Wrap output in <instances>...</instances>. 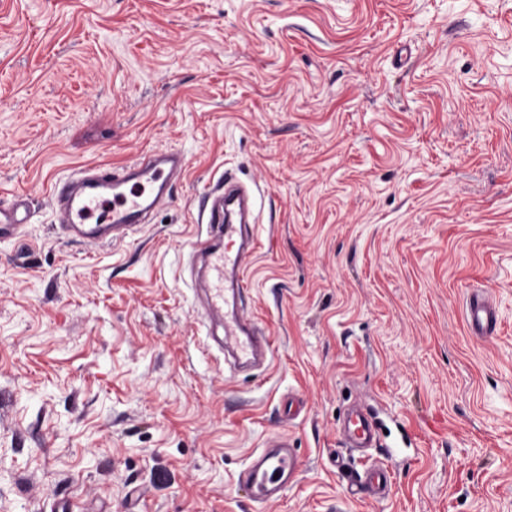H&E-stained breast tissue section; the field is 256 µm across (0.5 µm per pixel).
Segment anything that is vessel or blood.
<instances>
[{"instance_id": "b4317fda", "label": "vessel or blood", "mask_w": 512, "mask_h": 512, "mask_svg": "<svg viewBox=\"0 0 512 512\" xmlns=\"http://www.w3.org/2000/svg\"><path fill=\"white\" fill-rule=\"evenodd\" d=\"M185 169L186 160L178 151L146 155L117 174L108 166L87 165L55 182L50 198L60 214L65 235L108 243L144 223L147 215L162 203L163 191L144 195L140 189L142 182L163 184L182 175ZM15 205L7 221L0 223V240L19 237L29 222L24 195L16 196ZM253 206V196L247 187L233 177H225L222 193L204 196L211 223L224 229V242H199L198 251L212 272L206 303L210 315L221 319L224 325L220 346L231 348L240 365L259 371L272 353L273 338L255 319L239 312L236 299L244 286L248 260L259 244L256 228L250 223ZM466 322L473 335L489 338L496 334V312L479 294L470 297ZM342 436L347 447L362 454L380 445L376 419L360 407L344 418ZM299 471L297 452L287 434L281 433L248 456L240 480L253 501L268 504L282 497L296 482ZM392 485L387 467L370 465L352 478L348 494L356 497L367 493L385 498Z\"/></svg>"}]
</instances>
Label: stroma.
Wrapping results in <instances>:
<instances>
[{"label": "stroma", "mask_w": 512, "mask_h": 512, "mask_svg": "<svg viewBox=\"0 0 512 512\" xmlns=\"http://www.w3.org/2000/svg\"><path fill=\"white\" fill-rule=\"evenodd\" d=\"M179 151L124 239L65 236L50 186ZM233 171L260 247L238 373L208 336L201 200ZM0 512H512V0H0ZM498 333L471 336V293ZM386 430L349 499L342 412ZM291 438L272 504L238 477ZM15 205L16 208L10 217H7V222L2 219L4 214L0 212V240L19 237L26 224H29L30 213L25 205L24 195L19 194L15 197ZM393 485L392 475L387 467L370 465L364 468L362 474L353 477L348 489L350 497L373 494L386 498L391 494Z\"/></svg>", "instance_id": "stroma-1"}]
</instances>
